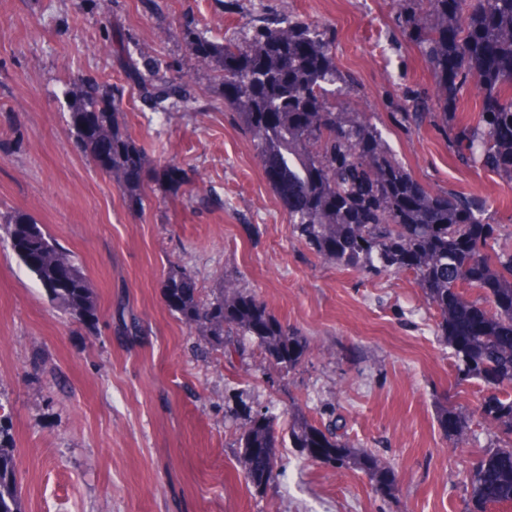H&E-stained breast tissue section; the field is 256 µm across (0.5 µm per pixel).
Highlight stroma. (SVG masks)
I'll list each match as a JSON object with an SVG mask.
<instances>
[{
  "label": "stroma",
  "instance_id": "stroma-1",
  "mask_svg": "<svg viewBox=\"0 0 512 512\" xmlns=\"http://www.w3.org/2000/svg\"><path fill=\"white\" fill-rule=\"evenodd\" d=\"M266 8L333 29L336 64L353 81L349 111L372 117L429 190L488 200L494 247L512 251V185L462 165L438 129L397 122L405 87L434 99L438 85L397 27L394 0H0V212L46 225L98 300L96 324L72 321L0 229V420L19 453L25 512H466L467 474L494 446L478 412L487 388L457 382L412 275L371 277L298 239L250 134L183 39L190 21L213 41L237 37ZM119 31L132 54L190 82L197 111L166 118L142 103L111 51ZM88 76L120 88V117L146 148L141 200L75 146L65 90ZM182 270L204 299L227 279L258 295L307 338L301 363L281 372L255 345L230 360L208 347L164 301L166 278ZM446 404L472 416L457 444L439 423ZM296 411L340 419L394 472V494L288 446L256 491L237 455L240 427L262 412L284 433Z\"/></svg>",
  "mask_w": 512,
  "mask_h": 512
}]
</instances>
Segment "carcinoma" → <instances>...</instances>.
Instances as JSON below:
<instances>
[{
	"label": "carcinoma",
	"mask_w": 512,
	"mask_h": 512,
	"mask_svg": "<svg viewBox=\"0 0 512 512\" xmlns=\"http://www.w3.org/2000/svg\"><path fill=\"white\" fill-rule=\"evenodd\" d=\"M399 27L413 36L441 88L439 108L408 92L398 103L409 130L441 128L466 166H479L512 184V0H397ZM334 33L271 9L250 16L241 36L215 42L191 27L184 39L196 58L214 72V82L249 131L264 171L288 211L299 237L318 255L372 274H413L438 315L441 336L457 358L458 380L490 388L480 411L494 424L501 444L485 453L469 473L467 512H488L512 501V253H495L498 227L489 204L464 193L428 191L399 162L381 130L361 112L333 101L336 88L351 87L336 66ZM127 81L157 112H192L193 89L167 76L157 59L143 55L123 64ZM477 80L482 99L477 121L459 116L460 95ZM77 147L91 159L106 151L112 181L130 198H140L146 156L119 120L120 100L110 85L86 78L66 90ZM7 238L28 240L18 259L34 274L49 301L77 322L97 318L96 298L82 269L46 226L22 213L0 215ZM73 268L62 283L61 264ZM482 297L466 299L463 289ZM165 294L176 299L190 330L232 358L247 338L263 357L289 371L307 341L282 324L253 293L228 281L213 299H201L190 275H168ZM447 438L458 443L471 429L470 416L440 409ZM289 441L305 458L354 468L375 488L396 482L377 456L338 433L335 424L316 425L297 411ZM279 435L247 418L237 437V454L256 488L272 480ZM17 448L0 426V512H24L17 481Z\"/></svg>",
	"instance_id": "cac0c4a2"
}]
</instances>
